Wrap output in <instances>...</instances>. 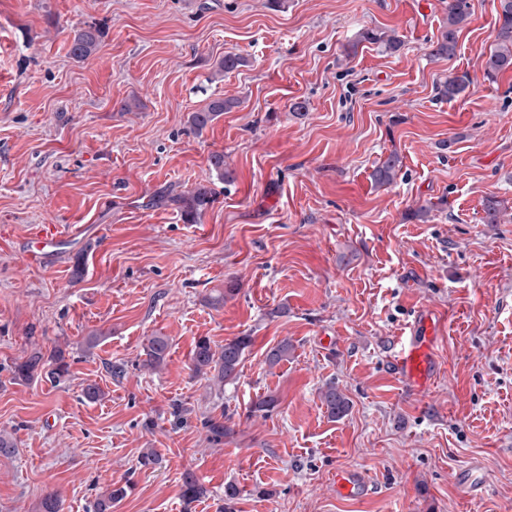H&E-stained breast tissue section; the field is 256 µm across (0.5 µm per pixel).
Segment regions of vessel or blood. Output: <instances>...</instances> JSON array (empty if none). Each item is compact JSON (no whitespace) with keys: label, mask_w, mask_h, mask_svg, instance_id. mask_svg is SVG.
<instances>
[{"label":"vessel or blood","mask_w":512,"mask_h":512,"mask_svg":"<svg viewBox=\"0 0 512 512\" xmlns=\"http://www.w3.org/2000/svg\"><path fill=\"white\" fill-rule=\"evenodd\" d=\"M440 328V322L435 321L432 315L422 313L415 317L405 335L397 337L392 365L407 394L426 393L434 380L436 363L432 348ZM335 485L337 495L345 499L359 498L369 491L368 481L357 470L338 471Z\"/></svg>","instance_id":"vessel-or-blood-1"}]
</instances>
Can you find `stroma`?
<instances>
[{
	"label": "stroma",
	"instance_id": "1",
	"mask_svg": "<svg viewBox=\"0 0 512 512\" xmlns=\"http://www.w3.org/2000/svg\"><path fill=\"white\" fill-rule=\"evenodd\" d=\"M471 4L456 55L436 60L441 0H0V432L17 444L0 512H41L50 493L93 512L127 482L112 512H223L231 485L234 512H512V73L484 79L499 0ZM88 26L100 45L79 61ZM363 28L403 45L345 57ZM227 54L244 63L217 74ZM463 71L467 92L437 100ZM215 98L238 104L195 132ZM393 152L396 182L374 185ZM200 185L213 201L191 224L164 197ZM491 197L502 223L482 221ZM71 226L56 258L30 259L37 232ZM421 309L444 326L440 373L414 397L389 355ZM156 334L171 348L150 372ZM245 335L235 384L193 375L198 338ZM285 338L292 359L267 368ZM37 346L65 348L69 375L14 379ZM330 380L350 400L338 420ZM270 392L276 407L251 414ZM226 408L216 443L202 422ZM467 468L489 478L479 495ZM344 469L371 493L337 498ZM187 471L209 491L189 504ZM101 32L94 27L74 32L70 44V54L76 59H85L92 55L100 43ZM170 347L169 337L150 336L144 348L146 359L143 360V367L151 370L160 369L166 361ZM320 400L331 418L345 416L350 408L348 399L336 388L333 382L325 384L320 390Z\"/></svg>",
	"mask_w": 512,
	"mask_h": 512
}]
</instances>
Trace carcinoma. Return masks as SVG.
Wrapping results in <instances>:
<instances>
[{"instance_id":"carcinoma-1","label":"carcinoma","mask_w":512,"mask_h":512,"mask_svg":"<svg viewBox=\"0 0 512 512\" xmlns=\"http://www.w3.org/2000/svg\"><path fill=\"white\" fill-rule=\"evenodd\" d=\"M445 11L448 22L440 36L430 45L429 56L434 58H451L455 55L458 34L467 23L471 14L470 0H446ZM101 32L94 27L74 32L70 44V54L76 59H85L92 55L100 43ZM368 42L376 44L386 52H395L402 46V39L396 32L380 31L365 28L359 30L351 43V49ZM512 71V0H500L498 25L495 28L493 48L484 64V79L494 81L497 77ZM472 84V78L466 72L446 79L436 86V97L441 100H454L462 96ZM234 102L230 99L215 98L207 106L190 115L192 127L201 132L211 125L224 112L231 110ZM401 170V160L397 153L392 152L380 160L371 173V179L379 185L393 183ZM213 190L200 185L195 189L172 198L181 212L190 222L196 221L212 200ZM252 344L249 336H238L224 342L220 350L213 349L210 339L201 337L195 342L192 350L191 367L197 376H210V381L218 389L235 383L239 377V367L245 351ZM171 347L167 336H151L144 348L146 359L143 367L151 370L161 368ZM293 351L290 341L283 339L270 348L264 363L274 368L288 360ZM46 372V376L59 380L69 374V363L65 350L56 347L49 355L35 349L13 367L14 378L29 381L35 376ZM320 400L326 412L332 418L346 415L350 404L348 399L330 382L320 390ZM127 494V487L119 486L104 491L96 501V512H110L112 504L121 501ZM182 496L187 501H197L207 496V489L200 484L190 471L183 475Z\"/></svg>"}]
</instances>
